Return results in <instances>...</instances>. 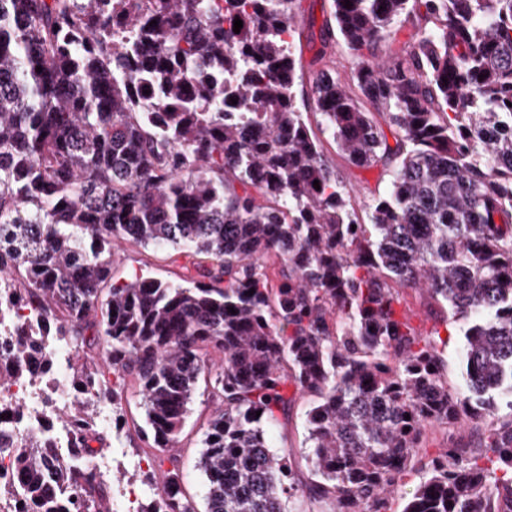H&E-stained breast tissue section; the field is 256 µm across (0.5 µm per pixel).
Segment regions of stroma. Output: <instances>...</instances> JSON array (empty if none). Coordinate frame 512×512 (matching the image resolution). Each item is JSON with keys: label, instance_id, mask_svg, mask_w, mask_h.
<instances>
[{"label": "stroma", "instance_id": "35a3bbf8", "mask_svg": "<svg viewBox=\"0 0 512 512\" xmlns=\"http://www.w3.org/2000/svg\"><path fill=\"white\" fill-rule=\"evenodd\" d=\"M332 0H295L294 5V52L296 69L304 82H311L314 72L321 65L331 66L346 88H353V70L359 62L358 55L344 42H337L335 52L327 62L317 61L321 46L324 25L329 20ZM305 117L312 135L320 140L324 156L337 178L351 187L357 201H364L378 193L386 192L390 183L387 167L377 165L371 168H358L338 151L333 141L321 130L320 117L313 106H306ZM197 264L196 256L169 247L139 246L130 243L115 245L112 256V280L123 284L135 275L144 273L164 282L179 283ZM404 307L412 325L425 335L437 339L445 360L444 375L449 388H456L460 382L462 363L459 350L463 344L464 325L448 322L440 306L425 291L407 288L403 291ZM313 401L312 396L294 395L287 415L271 427L269 437L276 451L285 454L292 462L299 479L309 481L311 475L304 459L306 432V412ZM215 411L208 398L206 384H199L190 413L179 434L176 454L184 474L186 490L195 497H202L204 477L197 468L201 441L207 422ZM118 414L122 418L123 431L120 438L112 440L113 454L110 472L115 480L109 488L110 502L122 500L128 489H135L139 502H147L152 487L146 479L148 466L147 447L140 440L137 426L143 425L145 411L143 400L135 390H127L118 399ZM507 409H500L496 415L484 416L477 423L463 426L454 434L445 429L432 428L427 432L428 455H435L443 448L447 439L469 448L480 447L483 433L490 423L506 419Z\"/></svg>", "mask_w": 512, "mask_h": 512}]
</instances>
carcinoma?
Instances as JSON below:
<instances>
[{"instance_id":"1","label":"carcinoma","mask_w":512,"mask_h":512,"mask_svg":"<svg viewBox=\"0 0 512 512\" xmlns=\"http://www.w3.org/2000/svg\"><path fill=\"white\" fill-rule=\"evenodd\" d=\"M332 2L321 59L336 34L360 54L420 21L386 64H357V92L329 69L312 79L348 160L394 165L359 207L298 104L294 0H0V303L40 319L0 317V389L52 371L64 347L80 393L63 410L65 463L17 437L20 408L0 403V449H16L27 489L0 481L14 512H40L50 479L65 491L53 512H100V403L129 384L152 439L138 512H285L287 498L391 512L414 468L403 512H512V418L480 453L450 441L421 455L428 429L478 419L496 395L512 409V0ZM114 240L208 263L189 286L112 285ZM403 288L469 323L461 391L398 314ZM202 377L217 405L203 511L173 452ZM290 385L316 397L301 486L283 483L264 428Z\"/></svg>"}]
</instances>
